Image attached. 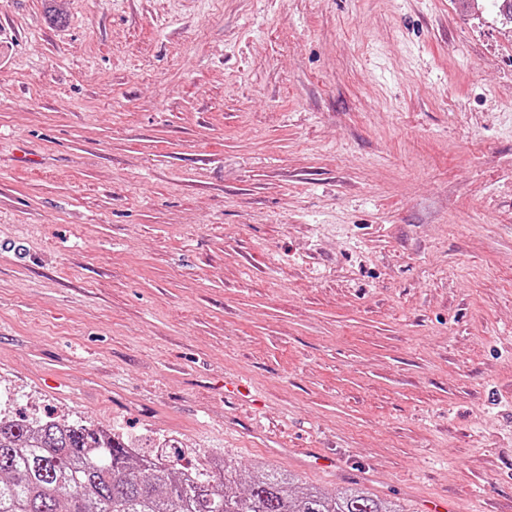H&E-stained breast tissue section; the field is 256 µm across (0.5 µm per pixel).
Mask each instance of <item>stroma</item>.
<instances>
[{"label":"stroma","mask_w":512,"mask_h":512,"mask_svg":"<svg viewBox=\"0 0 512 512\" xmlns=\"http://www.w3.org/2000/svg\"><path fill=\"white\" fill-rule=\"evenodd\" d=\"M56 5L0 0V412L512 512L496 0Z\"/></svg>","instance_id":"1"}]
</instances>
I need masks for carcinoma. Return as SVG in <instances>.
Instances as JSON below:
<instances>
[{
    "instance_id": "cac0c4a2",
    "label": "carcinoma",
    "mask_w": 512,
    "mask_h": 512,
    "mask_svg": "<svg viewBox=\"0 0 512 512\" xmlns=\"http://www.w3.org/2000/svg\"><path fill=\"white\" fill-rule=\"evenodd\" d=\"M133 447L103 426L0 414V512H403L357 484L329 493L223 459L204 474Z\"/></svg>"
}]
</instances>
